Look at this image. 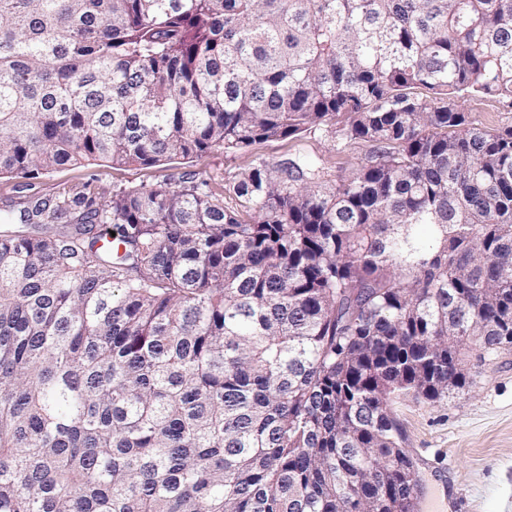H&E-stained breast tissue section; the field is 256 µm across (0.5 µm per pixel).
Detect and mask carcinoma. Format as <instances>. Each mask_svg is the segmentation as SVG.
Listing matches in <instances>:
<instances>
[{"label":"carcinoma","instance_id":"cac0c4a2","mask_svg":"<svg viewBox=\"0 0 512 512\" xmlns=\"http://www.w3.org/2000/svg\"><path fill=\"white\" fill-rule=\"evenodd\" d=\"M465 93L512 102V0H0V176L368 147L3 205L0 512H416L393 401L512 348Z\"/></svg>","mask_w":512,"mask_h":512}]
</instances>
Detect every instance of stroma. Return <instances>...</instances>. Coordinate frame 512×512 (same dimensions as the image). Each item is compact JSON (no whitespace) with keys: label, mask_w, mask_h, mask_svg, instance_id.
Here are the masks:
<instances>
[{"label":"stroma","mask_w":512,"mask_h":512,"mask_svg":"<svg viewBox=\"0 0 512 512\" xmlns=\"http://www.w3.org/2000/svg\"><path fill=\"white\" fill-rule=\"evenodd\" d=\"M460 104L478 126L512 125V104L467 96ZM365 145L336 147L330 139L306 134L274 139L233 155L216 151L201 159L177 160L151 167L96 163L66 166L34 178L1 177L0 204L48 198L82 190L93 182L101 191L116 187L157 185L177 173L207 181L226 205H234L228 187L255 158L276 161L293 155L318 158L328 177L351 173ZM478 371L475 385L439 403L405 397L392 412L403 427L402 448L413 458L420 480L418 512H512V349L482 363L469 356Z\"/></svg>","instance_id":"stroma-1"}]
</instances>
